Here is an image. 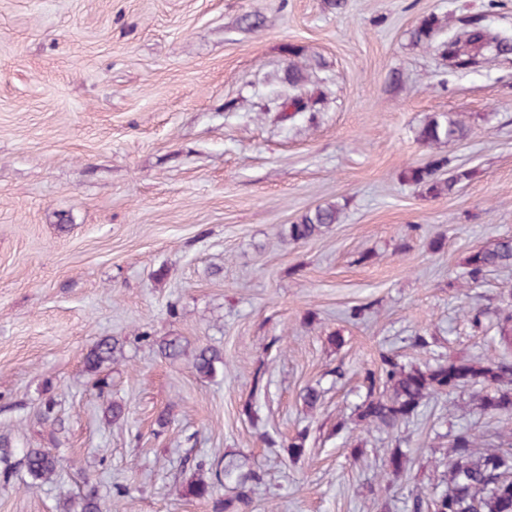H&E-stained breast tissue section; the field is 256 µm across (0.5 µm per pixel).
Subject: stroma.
I'll use <instances>...</instances> for the list:
<instances>
[{
    "mask_svg": "<svg viewBox=\"0 0 512 512\" xmlns=\"http://www.w3.org/2000/svg\"><path fill=\"white\" fill-rule=\"evenodd\" d=\"M332 2L0 0V512L91 492L111 512H221L242 491L249 512H411L447 490L456 431L481 455L512 437L467 390L392 435L357 411L384 353L512 360L466 314L512 304V268L465 284L467 257L512 236V53L458 73L411 38L430 14L512 32V0ZM292 62L314 106L283 120L262 106ZM448 112L467 138L420 143ZM436 154L470 178L434 198L404 172ZM332 202L339 223L289 240ZM166 336L223 351V377L161 357ZM101 338L122 354L93 376ZM111 403L125 416L108 424ZM29 448L60 459L53 481L31 482ZM220 458L212 498L182 493Z\"/></svg>",
    "mask_w": 512,
    "mask_h": 512,
    "instance_id": "1",
    "label": "stroma"
}]
</instances>
